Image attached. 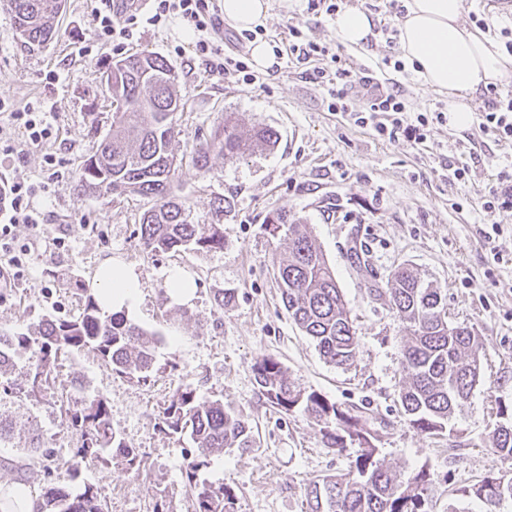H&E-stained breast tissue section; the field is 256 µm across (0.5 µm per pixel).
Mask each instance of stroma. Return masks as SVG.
Instances as JSON below:
<instances>
[{
	"label": "stroma",
	"instance_id": "35a3bbf8",
	"mask_svg": "<svg viewBox=\"0 0 512 512\" xmlns=\"http://www.w3.org/2000/svg\"><path fill=\"white\" fill-rule=\"evenodd\" d=\"M64 3L54 38L41 47L25 44L0 6V99L14 111L37 103L57 116L52 138L40 147L26 146L22 129L0 120L15 149L7 174L39 186L34 204L46 216L48 234L66 229L64 246L49 259L23 253L32 230L12 225L11 244L22 254L25 277L20 287L0 292V329L26 333L45 319L79 314L77 289H97V275L112 259L139 277L138 301L128 319L156 332L159 343L147 383L121 378L83 351L58 361L54 389L37 398L1 400L0 413L14 434L0 443V459L23 456L35 433L52 455L46 464L23 470L0 466V485L20 480L40 492L66 481L65 463L78 435L63 422L60 399L80 389L106 401L113 429L146 461L137 475L82 465L81 480L97 488L108 512H152L158 501L169 512H191L185 468L194 445L162 423L172 395L189 385L199 398H219L242 412L259 436L249 451L210 455L201 481L233 488L237 512H306V487L346 468L351 454L326 448L301 414L270 406L253 372L255 361L269 356L302 390L361 416L387 465L405 472L426 469L431 512H480V502L459 495V488L492 472L512 471V464L491 452L497 410H512V209L489 215L483 208L485 187L512 165V144L476 126L457 130L434 120V113L447 110L448 98L422 85L411 67L395 68L402 54L398 44L386 43L382 30L396 28L400 14L383 0H337L340 8L374 15L378 31L362 50L338 41L331 16L306 13L303 0H270L263 40L286 49L289 31L296 28L329 53L257 72L251 85L234 74L209 75L196 53V37L180 16L138 26L131 39L108 43L95 21L97 0ZM464 15L468 27H480L498 45L512 43V14L502 0H464ZM134 53L161 56L175 72L181 107L174 116V191L194 224L212 222L216 198L229 200L223 248L149 254L140 243L139 217L151 207L150 199L84 196L70 188L112 123L104 73ZM333 53L343 67L386 86H403L409 115L429 117L425 143L388 140L357 124L355 113L366 107L362 85L350 90L347 111L330 110L327 91L313 83L310 72L330 67ZM227 112L239 114L242 131L257 124L275 130L277 143L239 158L214 156L207 169H197L191 161L195 145ZM461 163L469 166V179L448 178L449 167ZM277 209L306 224L335 270L357 341L348 368L328 364L283 306L273 261L287 255L288 238L271 234L265 224ZM356 252L367 254L370 269L353 262ZM401 265L441 288L449 321L474 327L483 342L480 383L438 436L415 430L402 411L400 321L388 301L369 296L374 281H385ZM174 269L194 288L189 302H174L168 294ZM220 289L233 294L222 309L214 300Z\"/></svg>",
	"mask_w": 512,
	"mask_h": 512
}]
</instances>
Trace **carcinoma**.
I'll return each instance as SVG.
<instances>
[{
	"instance_id": "carcinoma-1",
	"label": "carcinoma",
	"mask_w": 512,
	"mask_h": 512,
	"mask_svg": "<svg viewBox=\"0 0 512 512\" xmlns=\"http://www.w3.org/2000/svg\"><path fill=\"white\" fill-rule=\"evenodd\" d=\"M17 30L31 46H42L53 36L56 0H9ZM126 71L112 83V125L96 152L79 169L74 190L83 193L137 194L153 201L140 217V240L150 253L189 248H224V199L213 203L216 221L193 224L186 204L173 192L174 155L170 145L175 134L174 112L179 100L173 91L174 76L168 62L153 54H131L122 59ZM277 141L273 130L255 125L248 138L239 132L234 113L192 153L199 170L208 168L211 156L233 158ZM270 232L285 230L289 256L277 260L276 279L288 314L315 343L330 364L345 368L356 355L353 322L335 271L306 229L276 210L267 218ZM82 311L69 319H47L28 334H0V375L14 367L16 359L29 354L25 382H0V395L36 397L50 386L52 368L60 356L92 351L112 371L129 380L147 382L155 370L156 334L129 321L124 314L103 311L96 297L80 289ZM386 294L402 323L404 345L400 401L411 426L425 433L445 430L449 418L471 397L480 377V336L474 328L448 321L441 290L408 267L392 272ZM261 394L278 411L300 412L319 427L326 446L343 452L355 449L347 472L323 475L306 488L307 512H428L432 492L427 473H401L377 458L378 448L361 417L340 410L320 394L304 391L288 377L280 362L263 357L254 365ZM66 422L78 431L69 478L79 476L80 463L88 458L105 467L116 465L138 472L143 455L128 446L112 428L105 401L73 397L61 408ZM163 424L173 433L186 434L196 455L185 471L192 497V512H237V496L227 486L198 483L197 473L207 457L218 450L245 451L256 445L252 426L241 412L224 401H201L189 385L179 389L164 409ZM491 451L512 461V422L496 425ZM463 495L497 512L512 500V477L490 474ZM37 512H107V504L90 483L54 485L40 496Z\"/></svg>"
}]
</instances>
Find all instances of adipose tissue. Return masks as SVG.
<instances>
[{"label": "adipose tissue", "instance_id": "obj_1", "mask_svg": "<svg viewBox=\"0 0 512 512\" xmlns=\"http://www.w3.org/2000/svg\"><path fill=\"white\" fill-rule=\"evenodd\" d=\"M221 7L229 26L252 31L264 25L270 5L269 0H223ZM404 8L398 22L403 57L423 85L447 96L449 124L469 128L474 97L512 75V54L465 25L463 0H405ZM374 26L372 14L358 8L337 12L334 21L338 40L349 47H364ZM98 283V299L107 311L121 312L135 303L139 282L133 268L106 266Z\"/></svg>", "mask_w": 512, "mask_h": 512}]
</instances>
